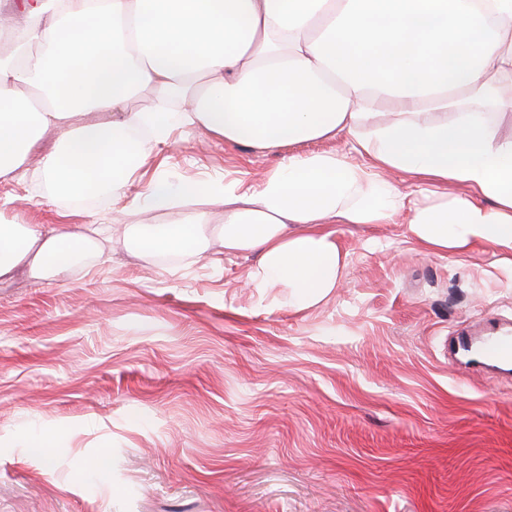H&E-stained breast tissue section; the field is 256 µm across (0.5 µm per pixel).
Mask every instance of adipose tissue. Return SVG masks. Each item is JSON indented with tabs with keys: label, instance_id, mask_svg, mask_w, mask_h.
Returning <instances> with one entry per match:
<instances>
[{
	"label": "adipose tissue",
	"instance_id": "obj_1",
	"mask_svg": "<svg viewBox=\"0 0 512 512\" xmlns=\"http://www.w3.org/2000/svg\"><path fill=\"white\" fill-rule=\"evenodd\" d=\"M0 178L26 174L43 131L57 146L39 177L76 197L108 185L122 202L143 161L174 128L282 149L349 136L354 153L291 155L256 189L224 183L225 253H258V288L288 286L303 308L336 288L345 268L328 223L389 224L440 252L479 243L512 266V136L493 134L452 98L481 94L512 112V0H24L0 20ZM44 91L36 106L20 86ZM149 87L151 111L128 100ZM392 121L365 124L378 106ZM83 112L107 122L75 125ZM410 174L418 197L387 176ZM457 181L469 193L438 199ZM207 216L141 224L138 250L201 253ZM91 224H19L0 218V281L65 278L98 248Z\"/></svg>",
	"mask_w": 512,
	"mask_h": 512
}]
</instances>
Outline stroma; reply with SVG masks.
Wrapping results in <instances>:
<instances>
[{
    "mask_svg": "<svg viewBox=\"0 0 512 512\" xmlns=\"http://www.w3.org/2000/svg\"><path fill=\"white\" fill-rule=\"evenodd\" d=\"M175 130L144 178L199 191L167 212L87 206L32 172L0 180V217L84 224L111 261L0 284V512H512V371L448 352L484 316L512 327V270L474 244L435 254L404 218L334 225L337 288L296 308L257 288L253 254L140 253L130 224L224 223L211 187L257 186L287 153ZM51 440L36 455L30 430Z\"/></svg>",
    "mask_w": 512,
    "mask_h": 512,
    "instance_id": "stroma-1",
    "label": "stroma"
}]
</instances>
